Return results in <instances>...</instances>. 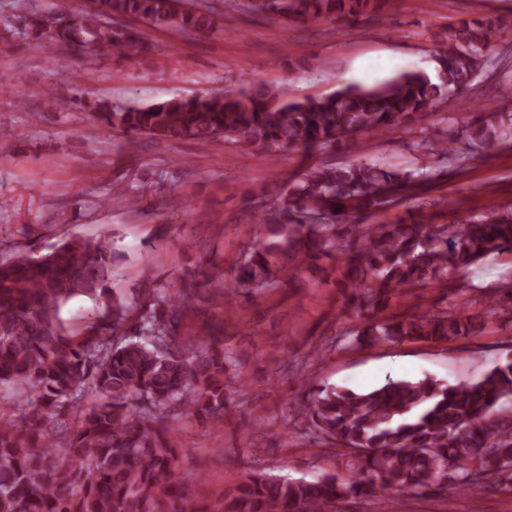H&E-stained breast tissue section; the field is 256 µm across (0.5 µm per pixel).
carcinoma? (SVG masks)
<instances>
[{
  "mask_svg": "<svg viewBox=\"0 0 512 512\" xmlns=\"http://www.w3.org/2000/svg\"><path fill=\"white\" fill-rule=\"evenodd\" d=\"M381 0H247L299 21H354ZM126 17L155 28L206 32L223 10L209 0H88L80 23L46 34L34 13L26 29L46 53L79 51L129 56L149 51ZM499 24H462L448 31L433 75L408 71L372 86L349 84L329 96L285 101L267 86L238 94L207 93L149 105L94 103L98 122L127 136L156 135L244 147L307 152L363 135L382 137L427 121L463 92L487 61ZM496 110L469 121L466 139L494 147L512 126ZM456 135L418 147L463 167L469 151ZM428 174L360 162L315 164L276 181L266 214L235 274L208 272L205 284L230 301L256 288L296 278L306 260L337 262L336 283L359 320L356 342L443 340L469 335L446 308L384 314L393 299L418 289H458V274L512 252V212L498 209L433 224L363 220L417 196ZM112 234L70 237L50 252L12 249L0 256V512H340L360 496L390 504V494L474 490L492 475L512 483V359L479 380L447 385L431 377L370 390L325 387L298 403L305 429L336 446L348 476L282 479L251 471L217 507H199L178 477L180 449L168 424L176 405L189 416L224 420L228 401L224 345L218 336H180L192 307V285L167 293L144 284L130 298L112 294ZM91 300L96 318L69 328L62 313Z\"/></svg>",
  "mask_w": 512,
  "mask_h": 512,
  "instance_id": "cac0c4a2",
  "label": "carcinoma"
}]
</instances>
